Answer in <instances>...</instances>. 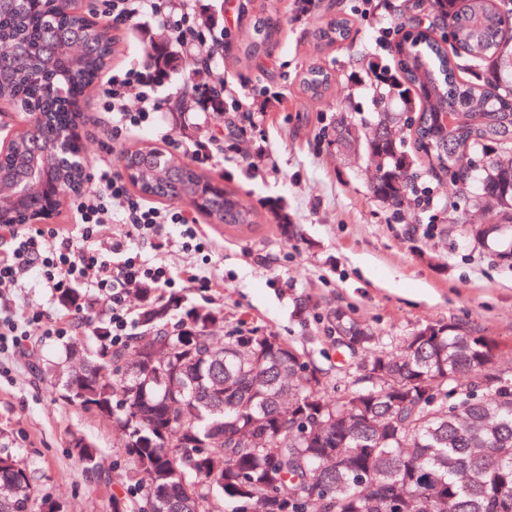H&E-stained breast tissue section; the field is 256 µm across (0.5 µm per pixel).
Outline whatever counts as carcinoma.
<instances>
[{
	"label": "carcinoma",
	"mask_w": 512,
	"mask_h": 512,
	"mask_svg": "<svg viewBox=\"0 0 512 512\" xmlns=\"http://www.w3.org/2000/svg\"><path fill=\"white\" fill-rule=\"evenodd\" d=\"M439 28L410 25L392 49L393 62L366 71L377 111L369 121L354 110L336 113L332 141L374 162L372 197L400 210L431 194L418 168L448 177L458 190L473 171L481 192L473 208H493L491 224H471L480 245L512 224V39L506 36L512 0H430ZM59 0H28L18 10L0 0V103L30 102L52 116L31 126L51 149L57 123L76 121L59 110L55 85L72 99L95 82L112 56L107 32L72 14L55 24ZM254 37L244 55L264 51L276 26L252 16ZM340 17L323 33L345 40ZM72 37L87 55L72 64L57 48ZM163 43L150 62L171 66ZM329 82L309 70L303 89L322 95ZM400 101L403 111L388 107ZM451 109L443 126L437 112ZM156 147L126 151L122 168L153 165ZM144 196L193 197L215 224L248 229L257 213L234 205L236 195L172 158L165 180L132 184ZM136 332L112 345L101 318L82 363L66 373L67 402L109 415L124 430L116 449L135 495H114L110 512H512V374L491 371L497 345L451 323H430L386 347L374 329L342 309L327 315L337 342L365 352L344 375L310 364L277 336L242 323L222 336L210 317L220 310L182 309L140 289ZM66 313L82 308L75 291L57 297ZM73 453L85 472L102 475L91 441ZM0 512H61L37 496L29 470L0 447Z\"/></svg>",
	"instance_id": "cac0c4a2"
}]
</instances>
